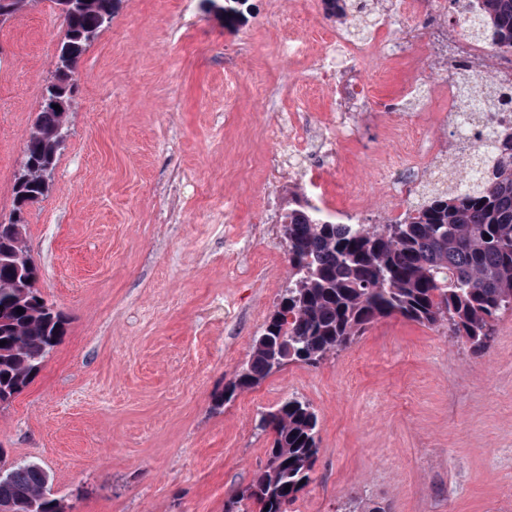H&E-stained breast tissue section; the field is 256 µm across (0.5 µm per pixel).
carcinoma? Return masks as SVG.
Returning <instances> with one entry per match:
<instances>
[{
    "label": "carcinoma",
    "instance_id": "cac0c4a2",
    "mask_svg": "<svg viewBox=\"0 0 512 512\" xmlns=\"http://www.w3.org/2000/svg\"><path fill=\"white\" fill-rule=\"evenodd\" d=\"M66 34L24 147L29 178L13 186V211L0 222V406L28 386L65 335V316L35 288L38 267L16 219L48 192L43 168L55 167L73 103L80 58L112 21L120 0H53ZM232 25L246 0H203ZM472 35L495 51L512 50V0H476ZM464 98L479 90L462 72ZM498 147L468 155L469 177L430 189L391 224H338L309 203L295 202L281 224L289 286L270 315L238 377L215 395L221 406L288 362L316 364L342 351L369 324L399 315L423 325H448L476 351L486 349L500 317L512 310V123H497ZM23 313H17V309ZM318 416L290 398L262 415L272 435L267 463L232 494L225 512H287L310 482L318 454ZM0 448V512H63L51 497L49 473L37 463L5 465ZM290 489H285V486Z\"/></svg>",
    "mask_w": 512,
    "mask_h": 512
}]
</instances>
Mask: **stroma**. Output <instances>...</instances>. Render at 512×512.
<instances>
[{
    "instance_id": "35a3bbf8",
    "label": "stroma",
    "mask_w": 512,
    "mask_h": 512,
    "mask_svg": "<svg viewBox=\"0 0 512 512\" xmlns=\"http://www.w3.org/2000/svg\"><path fill=\"white\" fill-rule=\"evenodd\" d=\"M351 2L335 17L315 0H248L228 26L200 0H121L79 60L50 189L24 213L36 287L66 334L0 408L6 463L45 468L64 512H224L267 459L261 414L292 396L318 414L319 452L288 512H512V314L478 353L447 325L387 317L319 365L214 402L288 286L280 223L309 176L324 214L359 192L363 223H388L376 176L398 152L395 119L438 144L447 182L464 174L455 129L397 98L408 77L444 79L427 34L456 15L430 0L412 21L413 73L370 63L342 171L289 149L278 111L319 130L336 106L311 62L282 54L284 36L394 14L392 0ZM64 34L52 0L0 26V221Z\"/></svg>"
}]
</instances>
